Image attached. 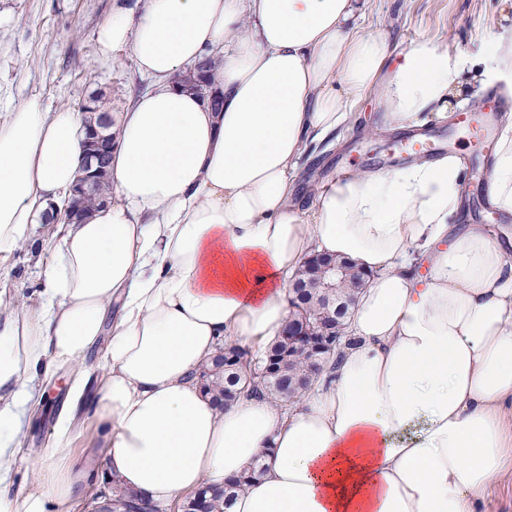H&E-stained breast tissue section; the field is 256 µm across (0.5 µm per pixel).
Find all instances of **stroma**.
<instances>
[{"mask_svg": "<svg viewBox=\"0 0 512 512\" xmlns=\"http://www.w3.org/2000/svg\"><path fill=\"white\" fill-rule=\"evenodd\" d=\"M113 0H0V113L19 100L38 97L45 110H80L92 92L111 100L113 111L126 107L132 94L143 89L130 47L101 58L95 40L99 23L112 11ZM367 29L384 32L396 49L428 37L447 44L463 61L477 59L488 31L512 29V0H375L365 22ZM357 119L340 142L307 161L302 187L340 176L348 170L371 172L383 168L384 155L401 134L383 128L375 95L356 104ZM458 107L448 118L427 125L426 131L443 143L445 154L461 155L465 164L468 209L474 223L487 225L491 235L512 229L490 205L488 179L493 151L482 150L455 129ZM40 268L30 250L20 251L0 266V289L12 291L21 302L35 305ZM95 356H88L81 397H74L71 380L58 374L43 404L26 421L24 461L13 474V486L29 484L33 473L25 460L53 438L58 418L70 413L72 446L85 466L97 463L102 438L87 419L89 403L99 385Z\"/></svg>", "mask_w": 512, "mask_h": 512, "instance_id": "35a3bbf8", "label": "stroma"}]
</instances>
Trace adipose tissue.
<instances>
[{
    "label": "adipose tissue",
    "mask_w": 512,
    "mask_h": 512,
    "mask_svg": "<svg viewBox=\"0 0 512 512\" xmlns=\"http://www.w3.org/2000/svg\"><path fill=\"white\" fill-rule=\"evenodd\" d=\"M372 0H117L103 59L130 47L148 82L113 113L111 195L63 234L36 237L85 163L82 113L32 97L0 113V264L35 244L38 309L0 291V482L21 453L40 382L95 347L99 472L169 504L262 475L226 512H489L512 472V238L458 218L457 156L345 173L298 191L304 158L339 139L376 93L389 128L448 116L491 73L512 96V35L464 64L435 40L392 49L366 30ZM220 63L222 104L186 89ZM489 200L512 215V113ZM315 254L370 280L343 346L303 403L247 394L218 409L197 371L224 341L264 353L288 321V285ZM68 417L29 461L34 483L0 512H76L91 472L72 464Z\"/></svg>",
    "instance_id": "adipose-tissue-1"
}]
</instances>
